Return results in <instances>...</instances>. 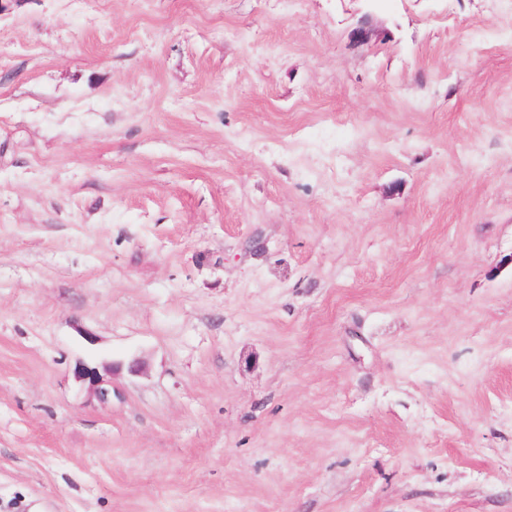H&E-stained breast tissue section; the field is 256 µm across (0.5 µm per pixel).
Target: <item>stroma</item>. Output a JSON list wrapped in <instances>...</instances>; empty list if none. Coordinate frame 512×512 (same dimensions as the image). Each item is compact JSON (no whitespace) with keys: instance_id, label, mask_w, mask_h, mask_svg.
Returning <instances> with one entry per match:
<instances>
[{"instance_id":"1","label":"stroma","mask_w":512,"mask_h":512,"mask_svg":"<svg viewBox=\"0 0 512 512\" xmlns=\"http://www.w3.org/2000/svg\"><path fill=\"white\" fill-rule=\"evenodd\" d=\"M0 512H512V0H0ZM76 378L80 382L87 383L89 388L92 389L100 401H108L111 395V390L105 387V381L101 378L98 371L89 367H79L76 371Z\"/></svg>"}]
</instances>
